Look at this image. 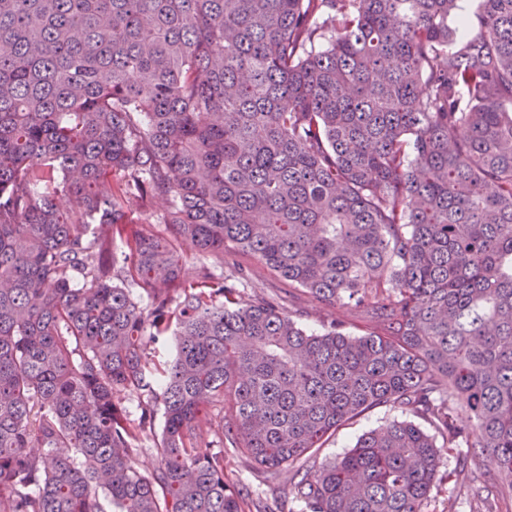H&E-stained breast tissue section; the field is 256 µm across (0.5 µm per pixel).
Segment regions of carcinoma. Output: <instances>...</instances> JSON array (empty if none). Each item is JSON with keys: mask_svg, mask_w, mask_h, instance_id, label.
Instances as JSON below:
<instances>
[{"mask_svg": "<svg viewBox=\"0 0 512 512\" xmlns=\"http://www.w3.org/2000/svg\"><path fill=\"white\" fill-rule=\"evenodd\" d=\"M228 248L370 325L307 332ZM376 407L429 429L313 460ZM228 448L302 512L512 494V0H0V512H261ZM238 271L245 291L252 295L281 294L288 291V282L280 279L256 258L237 250H224V274ZM225 469L224 479L231 485L240 487L243 484H254L251 477V468L237 457H232L230 453H226L224 461Z\"/></svg>", "mask_w": 512, "mask_h": 512, "instance_id": "cac0c4a2", "label": "carcinoma"}]
</instances>
